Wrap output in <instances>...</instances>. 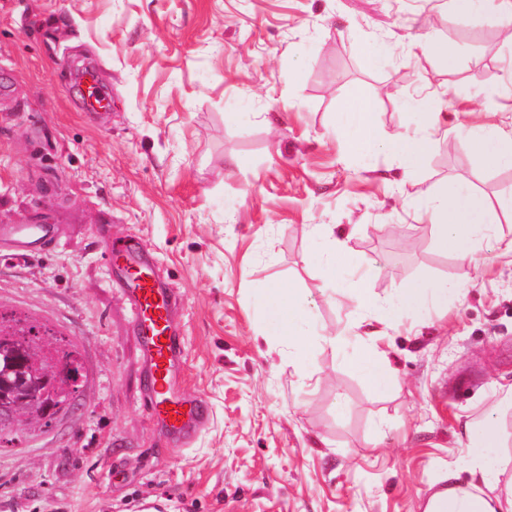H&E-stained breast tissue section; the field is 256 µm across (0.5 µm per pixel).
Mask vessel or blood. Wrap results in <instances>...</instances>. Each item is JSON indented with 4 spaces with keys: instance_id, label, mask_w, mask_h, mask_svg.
Segmentation results:
<instances>
[{
    "instance_id": "1",
    "label": "vessel or blood",
    "mask_w": 512,
    "mask_h": 512,
    "mask_svg": "<svg viewBox=\"0 0 512 512\" xmlns=\"http://www.w3.org/2000/svg\"><path fill=\"white\" fill-rule=\"evenodd\" d=\"M88 110L103 107L94 69L82 74ZM108 256L109 279L126 300L138 336L143 364L145 403L152 417L173 437L187 440L202 426L208 413L205 403L185 400L174 392L178 338L173 324L174 293L155 272L152 254L140 243L113 237L109 227L98 229ZM57 238L52 224H1L0 243L12 259L20 260L45 250Z\"/></svg>"
}]
</instances>
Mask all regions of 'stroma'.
Instances as JSON below:
<instances>
[{
	"instance_id": "obj_1",
	"label": "stroma",
	"mask_w": 512,
	"mask_h": 512,
	"mask_svg": "<svg viewBox=\"0 0 512 512\" xmlns=\"http://www.w3.org/2000/svg\"><path fill=\"white\" fill-rule=\"evenodd\" d=\"M420 36L457 44L455 68L414 49ZM377 41L391 51L372 68ZM87 62L111 93L100 113L72 77ZM357 91L390 136L420 123L428 96L444 127L507 123L512 42L449 0H0V225L59 233L0 260V310L65 336L87 371L68 416L0 443V512H422L463 461L466 422L512 385V258L498 246L512 218L463 263L435 249L426 201L461 184L512 197V168L436 142L402 179L390 155L337 135ZM103 224L152 251L179 299L176 385L209 406L187 445L143 401ZM322 224L374 266L379 300L412 280L459 290L384 326L350 294L326 298ZM278 283L305 313L301 373L258 306ZM357 326L394 372L386 393L354 366Z\"/></svg>"
}]
</instances>
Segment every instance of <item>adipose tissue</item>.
<instances>
[{"instance_id":"ef3b65f1","label":"adipose tissue","mask_w":512,"mask_h":512,"mask_svg":"<svg viewBox=\"0 0 512 512\" xmlns=\"http://www.w3.org/2000/svg\"><path fill=\"white\" fill-rule=\"evenodd\" d=\"M451 3L457 12L481 15L512 38V0H451ZM424 109L428 116L424 128L390 141L374 121L373 101L358 93L340 112L338 131L365 156L383 150L391 152L403 173L408 174L423 163L439 128L436 100H427ZM452 133L454 137L465 139L471 151L483 160L496 166L512 167V123L474 126L460 122ZM427 209L436 228L437 248L461 261H473L483 248L489 224L494 221L493 205L478 198L469 186L462 185L449 194H434ZM348 288L361 308H378L380 323L388 327L394 325L401 312L420 309L427 293L425 284L410 281L400 288L394 302L380 304L368 291L365 279L350 282ZM263 308L267 319L282 334L295 337L294 367L304 369L308 357L304 342L298 338L302 315L294 306L292 293L281 287L267 289ZM465 453L470 480L460 483L457 469L449 468L445 512H512V482L500 481L507 464L512 462V455L505 451L495 427L484 422L468 428Z\"/></svg>"}]
</instances>
